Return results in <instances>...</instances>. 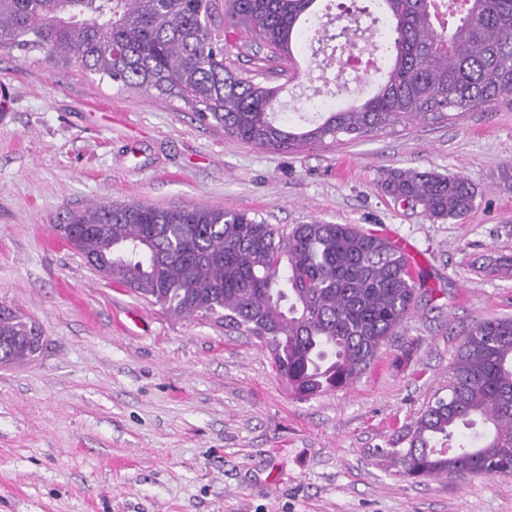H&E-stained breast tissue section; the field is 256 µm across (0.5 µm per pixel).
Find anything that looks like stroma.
Wrapping results in <instances>:
<instances>
[{"instance_id":"35a3bbf8","label":"stroma","mask_w":512,"mask_h":512,"mask_svg":"<svg viewBox=\"0 0 512 512\" xmlns=\"http://www.w3.org/2000/svg\"><path fill=\"white\" fill-rule=\"evenodd\" d=\"M312 38L278 109L313 117L367 96ZM467 176L461 220L380 189L392 169ZM92 202L221 207L287 226L355 224L406 242L425 286L394 344L351 387L298 399L269 350L104 279L56 232ZM512 107L413 122L365 141L273 151L185 106L0 50V302L42 329L0 368V512H512V475L425 482L378 456L435 396L480 318L512 316ZM413 342L411 354L399 346Z\"/></svg>"}]
</instances>
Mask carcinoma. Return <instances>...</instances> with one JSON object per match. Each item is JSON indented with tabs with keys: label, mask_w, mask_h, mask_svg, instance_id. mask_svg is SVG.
<instances>
[{
	"label": "carcinoma",
	"mask_w": 512,
	"mask_h": 512,
	"mask_svg": "<svg viewBox=\"0 0 512 512\" xmlns=\"http://www.w3.org/2000/svg\"><path fill=\"white\" fill-rule=\"evenodd\" d=\"M320 0H0V50L79 66L119 88L187 106L200 122L280 151L363 141L408 122L512 104V0H468L448 23V0H375L390 50L373 93L308 125L279 118L288 63ZM244 27L264 51L249 73L230 36ZM355 30L322 28V52ZM382 190L434 220L463 219L474 187L461 175L394 170ZM66 241L105 278L178 316L212 318L267 347L300 398L352 386L399 334L423 276L409 256L354 224L281 228L223 208L95 203L68 213ZM33 321L0 304V365L32 360ZM482 423L484 430L460 428ZM404 448H380L405 476L496 475L512 462V317L475 321L452 365L448 395L407 427Z\"/></svg>",
	"instance_id": "carcinoma-1"
}]
</instances>
